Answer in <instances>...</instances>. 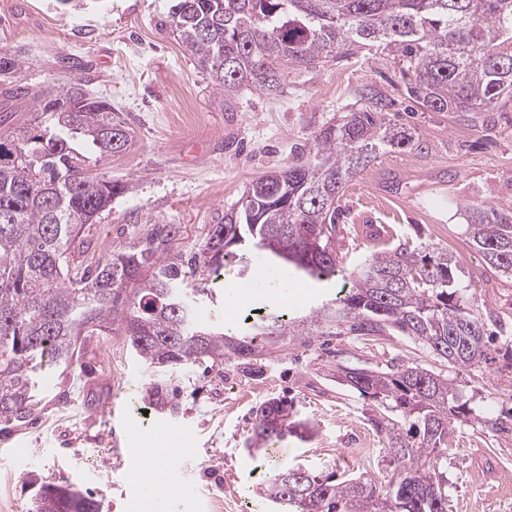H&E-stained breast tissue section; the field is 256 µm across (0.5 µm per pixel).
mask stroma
<instances>
[{"instance_id":"1","label":"stroma","mask_w":512,"mask_h":512,"mask_svg":"<svg viewBox=\"0 0 512 512\" xmlns=\"http://www.w3.org/2000/svg\"><path fill=\"white\" fill-rule=\"evenodd\" d=\"M167 0H0V49L28 59L29 69L0 81L6 126L26 122L32 96L83 80L111 102L132 130L123 154L100 162L95 175L126 184L125 193L83 236L82 263L124 245L149 224H175L168 260L200 255L212 226L253 179L287 166L310 147L337 114L362 106L361 94L391 104L399 123L416 131L415 148L382 155L347 184L337 245L347 259L335 279L317 283L254 249L224 269L202 322L222 328L278 310L300 319L351 288L359 259L405 238L448 249L481 309L506 325L512 339V278L491 275L466 231L472 206L512 203V105L469 121L432 112L405 96L387 53L332 54L285 69L279 90H241L221 99L181 41L162 24ZM249 282L250 302H232V285ZM484 372L457 383L480 415L512 408V365L502 340L489 344ZM260 377L235 360L167 375L179 387L177 417L147 410L141 397L150 369L121 336L86 341L78 364L47 370L29 422L0 433V512H30L42 486L69 483L101 504V512H277L264 494L265 464L249 453L254 407L286 397L311 438L281 443L282 465L316 474L351 470L375 481L387 472L383 439L365 417L358 393L336 386L335 362L373 367L398 356L438 369L434 358L405 338L364 342L351 336L312 343L267 341ZM121 439L106 444L107 434ZM445 469L452 512H512V433L455 431ZM156 448L175 449L161 477L177 488L170 506L152 501L132 480Z\"/></svg>"}]
</instances>
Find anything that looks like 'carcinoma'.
Wrapping results in <instances>:
<instances>
[{"label":"carcinoma","mask_w":512,"mask_h":512,"mask_svg":"<svg viewBox=\"0 0 512 512\" xmlns=\"http://www.w3.org/2000/svg\"><path fill=\"white\" fill-rule=\"evenodd\" d=\"M166 24L210 83L231 98L243 86H280L268 61L310 64L334 51L374 46L393 55L409 98L434 112L471 114L512 102V0H171ZM27 61L0 51V77ZM29 123L0 134V424L25 423L36 406L43 370L72 365L92 336H126L151 368L173 372L238 360L264 373L258 336L311 341L313 336H400L427 349L448 372L405 360L383 368L336 363V383L367 401L365 414L393 465L384 483L302 466L270 470L266 495L283 512H448L444 463L458 426L509 431L512 411L474 413L448 373H471L486 361L487 323L466 296L447 249L406 239L367 256L349 291L302 320L269 313L240 333L197 317L213 297L224 266L252 245L320 281L336 276L338 203L347 183L386 151L413 145L389 104L349 112L320 129L314 156L252 181L242 202L212 226L203 251L209 276L189 282L163 258L175 224H151L137 241L83 265L82 230L124 187L92 168L128 150L130 127L112 104L81 81L35 95ZM468 230L487 268L512 276V204L468 209ZM148 405L175 416L177 389L154 381ZM309 432L294 403L272 398L252 411L247 446L269 450ZM33 512H100V503L69 483L44 487Z\"/></svg>","instance_id":"carcinoma-1"}]
</instances>
